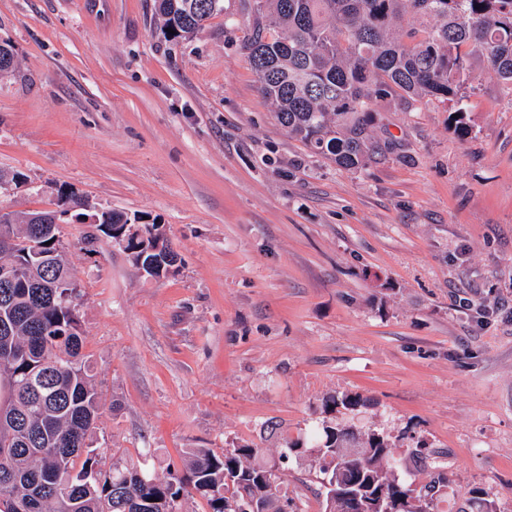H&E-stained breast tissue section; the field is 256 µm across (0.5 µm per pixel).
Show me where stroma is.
I'll use <instances>...</instances> for the list:
<instances>
[{
    "label": "stroma",
    "instance_id": "1",
    "mask_svg": "<svg viewBox=\"0 0 512 512\" xmlns=\"http://www.w3.org/2000/svg\"><path fill=\"white\" fill-rule=\"evenodd\" d=\"M154 0H0V209L59 189L162 225L155 280L97 225L67 224L79 317L118 465L184 470L188 448L257 446L295 512H323L315 456L282 458L330 416L396 446L402 478L448 476L440 512L481 489L512 512V91L469 59L453 101L374 105V158L344 170L288 136L244 44L246 0L172 41Z\"/></svg>",
    "mask_w": 512,
    "mask_h": 512
}]
</instances>
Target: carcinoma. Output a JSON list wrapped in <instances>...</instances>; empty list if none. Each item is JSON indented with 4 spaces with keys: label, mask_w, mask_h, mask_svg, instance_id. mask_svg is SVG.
I'll use <instances>...</instances> for the list:
<instances>
[{
    "label": "carcinoma",
    "mask_w": 512,
    "mask_h": 512,
    "mask_svg": "<svg viewBox=\"0 0 512 512\" xmlns=\"http://www.w3.org/2000/svg\"><path fill=\"white\" fill-rule=\"evenodd\" d=\"M164 37L186 39L223 0H154ZM249 63L262 95L276 108L288 135L343 169L366 165L373 106L395 96L411 108L423 100H457L455 129L466 132L461 89L467 56L485 55L512 87V0H252ZM413 23L402 24L405 15ZM173 32H168V29ZM87 201L58 190L56 208L18 223L0 209V512H182L197 494L210 512H244L243 491L257 512L293 505L271 467L254 465L250 444L190 448L186 475L159 477L145 467L118 468L93 446L106 405L90 361L82 354L81 290L71 274L61 225L85 216ZM107 237L130 224L147 247L125 250L152 278L177 257L162 226L106 209L92 215ZM334 397L324 412L358 405ZM349 433L326 420L286 442L282 457L315 454L322 468L324 512H439L447 475L426 481L398 477L389 463L393 442L365 434L359 457L347 453Z\"/></svg>",
    "instance_id": "carcinoma-1"
}]
</instances>
